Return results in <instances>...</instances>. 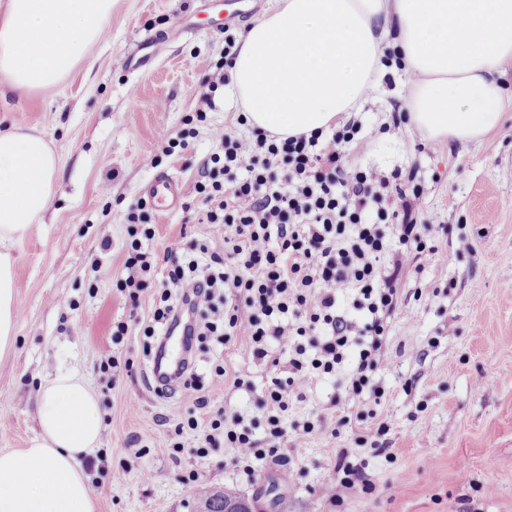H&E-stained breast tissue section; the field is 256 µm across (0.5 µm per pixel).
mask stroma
<instances>
[{"label":"stroma","mask_w":512,"mask_h":512,"mask_svg":"<svg viewBox=\"0 0 512 512\" xmlns=\"http://www.w3.org/2000/svg\"><path fill=\"white\" fill-rule=\"evenodd\" d=\"M224 2L112 0L106 38L72 75L55 87L0 99V128L37 130L63 158L52 207L11 249L18 322L15 344L0 354V450L26 447L38 430L40 385L70 372L100 398L102 441L84 467L98 512H201L202 489L258 500L272 482L288 512H512V179L505 176L512 170L511 97L499 127L481 139L431 141L404 124L355 157L373 175L417 165L429 211L450 229L436 239V261L403 283L384 346L389 368L375 377L385 391L382 404L352 400L347 425L337 427L338 379L331 376L285 416L290 426L313 423L306 443L281 440L275 455L261 459L224 447L202 457L189 430L183 448L173 449L177 423L192 419L206 430L221 406L253 419L256 436L267 425L254 394L211 382L221 364L263 386L267 366L245 342L195 346L199 390L166 395L146 381L153 356L144 337L113 336L129 315L116 286L128 246V204L157 169L172 172L187 205L155 215L157 250L184 240L211 243L210 225L189 207L197 173L216 149L211 131L250 132L237 126L240 107L227 88L211 94L202 80L223 57L225 35H245L277 0H256L253 21L210 29L208 17L222 13ZM152 37L149 63L129 70L128 56ZM407 86L403 73L387 74L360 118L375 128L388 122ZM207 93L214 106L189 149L163 156ZM461 234L470 251L458 250ZM105 235L107 250L100 245ZM444 286L447 297L433 296ZM108 353L125 369L104 373ZM380 424L389 444L384 452L371 446ZM134 440L142 458L127 451ZM341 447L368 481L334 502L320 489L343 480L336 469ZM193 470L206 472L204 488L185 485Z\"/></svg>","instance_id":"35a3bbf8"}]
</instances>
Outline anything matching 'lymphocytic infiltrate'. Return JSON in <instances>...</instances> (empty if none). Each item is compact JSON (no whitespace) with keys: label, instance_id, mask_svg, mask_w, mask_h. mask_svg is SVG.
I'll use <instances>...</instances> for the list:
<instances>
[{"label":"lymphocytic infiltrate","instance_id":"1","mask_svg":"<svg viewBox=\"0 0 512 512\" xmlns=\"http://www.w3.org/2000/svg\"><path fill=\"white\" fill-rule=\"evenodd\" d=\"M212 138L218 150L194 188L201 221L222 246L190 247L180 261L172 250L156 252L149 209L130 203V249L116 283L129 318L116 333L161 339L183 327L190 346L241 340L257 360L276 348L287 353V372L270 371L256 399L270 425L264 442L274 449L311 433L283 425L281 415L324 376H342L337 411L361 395L381 404V348L413 262L437 258L435 224L417 167L375 176L354 164L353 151L370 140L360 119L308 136L256 129L243 138L224 127ZM258 444L243 414L221 408L196 452L224 446L245 456Z\"/></svg>","mask_w":512,"mask_h":512}]
</instances>
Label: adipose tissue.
I'll return each instance as SVG.
<instances>
[{
  "instance_id": "adipose-tissue-1",
  "label": "adipose tissue",
  "mask_w": 512,
  "mask_h": 512,
  "mask_svg": "<svg viewBox=\"0 0 512 512\" xmlns=\"http://www.w3.org/2000/svg\"><path fill=\"white\" fill-rule=\"evenodd\" d=\"M112 0H6L0 87H52L104 36ZM396 53L410 81L409 122L435 141L495 130L512 92V0H278L239 42L231 94L247 123L281 137L329 130L360 111ZM61 158L43 136L0 130V352L18 310L9 248L51 206ZM39 432L0 451V512H95L80 466L100 446L99 400L60 373L39 396Z\"/></svg>"
}]
</instances>
